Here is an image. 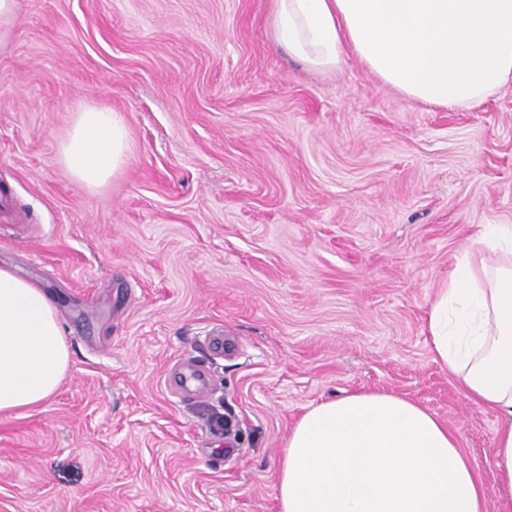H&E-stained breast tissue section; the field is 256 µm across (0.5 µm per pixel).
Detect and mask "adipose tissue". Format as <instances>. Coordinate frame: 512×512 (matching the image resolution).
Segmentation results:
<instances>
[{
	"label": "adipose tissue",
	"mask_w": 512,
	"mask_h": 512,
	"mask_svg": "<svg viewBox=\"0 0 512 512\" xmlns=\"http://www.w3.org/2000/svg\"><path fill=\"white\" fill-rule=\"evenodd\" d=\"M276 45L313 70L357 57L408 98L469 110L512 78V0H274ZM94 190L128 157L126 126L83 105L59 148ZM425 331L460 391L495 412L496 494L512 504V225L484 224L430 302ZM69 353L55 301L0 267V412L58 388ZM280 512H488V493L456 434L428 409L385 392L310 407L281 457Z\"/></svg>",
	"instance_id": "obj_1"
}]
</instances>
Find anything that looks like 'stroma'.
<instances>
[{
  "label": "stroma",
  "mask_w": 512,
  "mask_h": 512,
  "mask_svg": "<svg viewBox=\"0 0 512 512\" xmlns=\"http://www.w3.org/2000/svg\"><path fill=\"white\" fill-rule=\"evenodd\" d=\"M273 0H19L0 51V266L57 298V391L0 413V512H278L288 435L343 392L415 400L496 484L491 410L433 359L428 305L512 225V81L468 111L357 59L313 72ZM124 120L90 191L79 103ZM194 361L197 398L170 377ZM67 138L60 144V160L86 188L104 187L128 157L126 126L112 110L82 105Z\"/></svg>",
  "instance_id": "obj_1"
}]
</instances>
